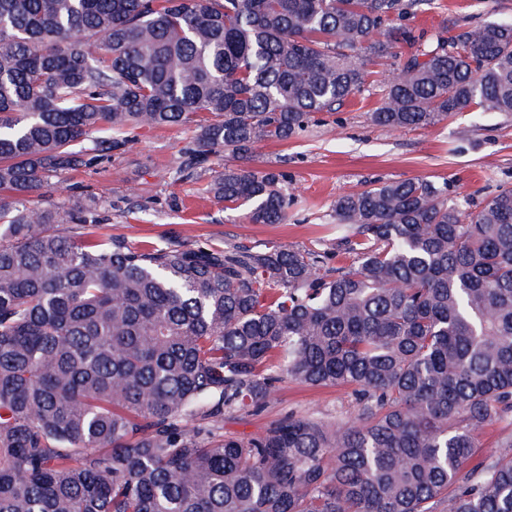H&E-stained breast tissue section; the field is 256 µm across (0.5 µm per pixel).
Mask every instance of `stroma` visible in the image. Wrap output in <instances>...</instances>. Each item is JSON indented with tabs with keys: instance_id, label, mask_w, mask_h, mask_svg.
<instances>
[{
	"instance_id": "1",
	"label": "stroma",
	"mask_w": 512,
	"mask_h": 512,
	"mask_svg": "<svg viewBox=\"0 0 512 512\" xmlns=\"http://www.w3.org/2000/svg\"><path fill=\"white\" fill-rule=\"evenodd\" d=\"M510 19L512 0H431L419 23L429 35L444 37L458 24ZM381 80L370 76L354 100L320 113L300 137L264 143L253 153L250 166L288 175L285 223H248L243 210L227 209L209 194L224 160L191 166L190 124L130 130L120 151L100 150V142L114 136L112 129L101 128L80 144L91 165L62 173L29 201L49 207L95 196L99 222L88 234L121 235L134 245L161 246L175 236L191 247L273 241L310 248L335 246L337 196L362 191L374 180L423 177L444 183L449 200L465 209L512 188V117L470 108L434 126L391 131L371 120L381 103ZM287 415L341 426L355 418L356 403L347 387L288 382L263 411L225 418L224 430L258 436Z\"/></svg>"
}]
</instances>
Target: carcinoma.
I'll return each mask as SVG.
<instances>
[{
  "mask_svg": "<svg viewBox=\"0 0 512 512\" xmlns=\"http://www.w3.org/2000/svg\"><path fill=\"white\" fill-rule=\"evenodd\" d=\"M428 0H0V512H512V189L466 211L416 178L344 194L330 249L67 236L98 202L25 198L75 146L195 122L208 192L288 220V176L241 164L352 100L372 121L512 113V21L434 40ZM285 382L350 386L354 420L224 432ZM511 431L512 427L507 422H498L483 430V432L480 433L476 438L477 448H475V459L477 460L484 457L496 456L500 454L504 449L497 448L498 440L504 434L510 433ZM476 460L470 463L468 468H470L476 462Z\"/></svg>",
  "mask_w": 512,
  "mask_h": 512,
  "instance_id": "1",
  "label": "carcinoma"
}]
</instances>
